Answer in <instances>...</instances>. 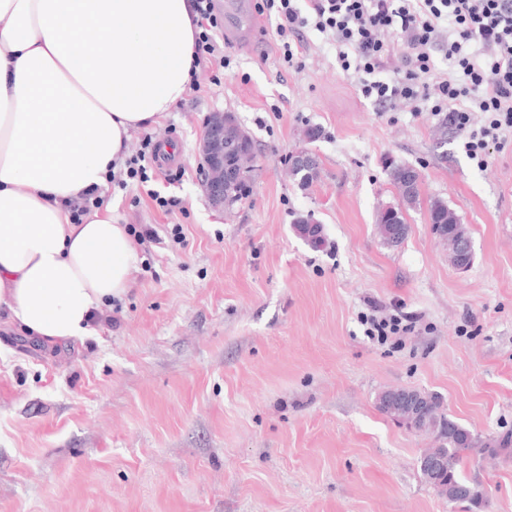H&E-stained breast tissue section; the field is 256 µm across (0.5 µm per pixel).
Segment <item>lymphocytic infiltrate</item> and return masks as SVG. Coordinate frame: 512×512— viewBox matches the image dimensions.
<instances>
[{
	"instance_id": "obj_1",
	"label": "lymphocytic infiltrate",
	"mask_w": 512,
	"mask_h": 512,
	"mask_svg": "<svg viewBox=\"0 0 512 512\" xmlns=\"http://www.w3.org/2000/svg\"><path fill=\"white\" fill-rule=\"evenodd\" d=\"M196 14L194 58L204 66L215 58L224 21L214 0H193ZM260 13L277 19L276 35L285 62H293L304 29L312 27L336 48L343 70L361 73L363 97L381 102L432 100L431 110L462 135V150L478 167L487 164L490 143L512 132V0H260ZM394 30L399 43L382 38ZM448 40L451 69L438 72L431 48ZM485 55L477 60L472 45ZM400 57L397 79L378 74L391 57ZM484 119L473 126L472 113ZM158 147L144 135L135 154L109 180L118 188L146 187L153 178Z\"/></svg>"
}]
</instances>
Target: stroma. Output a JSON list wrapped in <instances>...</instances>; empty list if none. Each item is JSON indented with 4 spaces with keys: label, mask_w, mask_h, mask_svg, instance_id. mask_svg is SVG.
<instances>
[{
    "label": "stroma",
    "mask_w": 512,
    "mask_h": 512,
    "mask_svg": "<svg viewBox=\"0 0 512 512\" xmlns=\"http://www.w3.org/2000/svg\"><path fill=\"white\" fill-rule=\"evenodd\" d=\"M275 27L262 15L230 67L198 69L172 112L131 132V153L146 132L174 142L149 189L178 205L103 187L119 223L153 233L132 288L100 310L116 326L49 345L0 312V512H463L420 477L430 436L383 414L379 393L425 390L482 437L512 431V138L479 168L429 110L364 98L318 31L284 65ZM225 111L257 147L252 192L229 211L203 194L197 154ZM304 146L320 164L307 187L288 170ZM389 159L467 225V271L423 204L399 246L381 240L376 214L400 201ZM300 215L324 247L296 234ZM372 305L412 330L370 340ZM462 474L486 512H512V454L474 455ZM296 233L305 240L312 248L319 249L325 243V234L322 224L315 222L311 216H300L294 221ZM316 234V238H310V235Z\"/></svg>",
    "instance_id": "obj_1"
}]
</instances>
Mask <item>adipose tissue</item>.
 <instances>
[{
	"label": "adipose tissue",
	"instance_id": "obj_1",
	"mask_svg": "<svg viewBox=\"0 0 512 512\" xmlns=\"http://www.w3.org/2000/svg\"><path fill=\"white\" fill-rule=\"evenodd\" d=\"M191 0H0V309L49 343L89 335L138 254L111 208L67 204L104 187L132 130L192 80Z\"/></svg>",
	"mask_w": 512,
	"mask_h": 512
}]
</instances>
